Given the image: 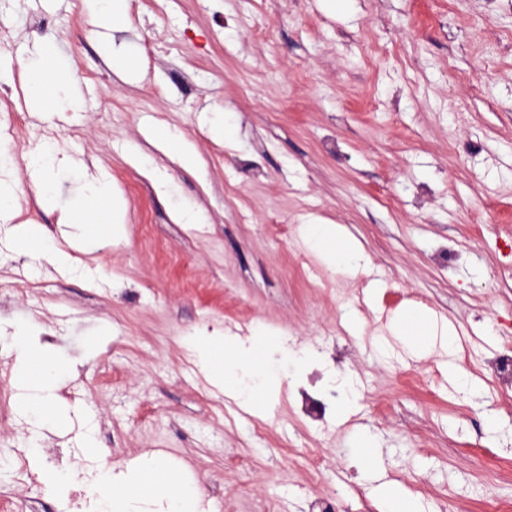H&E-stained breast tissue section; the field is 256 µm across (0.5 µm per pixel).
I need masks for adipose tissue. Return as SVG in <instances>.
Segmentation results:
<instances>
[{"label":"adipose tissue","instance_id":"1","mask_svg":"<svg viewBox=\"0 0 512 512\" xmlns=\"http://www.w3.org/2000/svg\"><path fill=\"white\" fill-rule=\"evenodd\" d=\"M24 65L34 81L30 87L29 101L53 98L58 107L72 109L77 105L72 91L73 80L64 60H51L49 45L35 48L24 60ZM31 170L46 173L47 181L40 185L43 194H50L53 178L70 179L77 187L70 203L66 225L70 227V241L86 249L109 233H121L124 213L120 206L112 208L111 225L98 223V203L110 197L109 182L105 177H92L84 173L77 163L61 157L57 145L48 143L37 146L28 156ZM12 158L0 153V222L9 227V238L16 249L37 248L41 254L52 258L64 270H73L71 255L63 250L54 235L41 226L16 223L20 212L19 197L11 176ZM309 247L330 267L358 273L367 268L369 260L362 247L352 240L343 226L338 224H308L304 227ZM394 335L403 337L408 346L418 350L429 344H439L445 352L455 348L454 331L436 319L420 316L393 325ZM235 352L224 363L223 372L213 374L215 386L237 404L255 407L258 397L265 392H278L283 381L298 377L305 362L302 350L282 343L268 346L261 334L234 341ZM21 403L26 413L37 421H44L43 411L52 397L50 375L44 371H26L18 378ZM100 486L110 488L109 496L97 505L96 512H196L197 505L182 490L179 473L162 465L159 458L147 456L130 468L122 479H114L111 471H100Z\"/></svg>","mask_w":512,"mask_h":512}]
</instances>
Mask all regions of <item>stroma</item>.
Returning <instances> with one entry per match:
<instances>
[{"mask_svg": "<svg viewBox=\"0 0 512 512\" xmlns=\"http://www.w3.org/2000/svg\"><path fill=\"white\" fill-rule=\"evenodd\" d=\"M127 61L112 65L84 0H0V51L45 42L84 86L81 108L28 112L20 63L0 82L29 122L0 112L22 221L60 235L74 185L43 197L24 160L57 140L126 206L121 236L70 249L92 278L0 242V449H23L15 325L52 348L57 424L39 465L0 469L14 512H93L96 473L145 454L180 466L203 512H384L397 484L420 512L512 505V390L488 364L512 350V0H126ZM232 114L237 135H213ZM180 134L181 165L163 144ZM151 158L194 224L144 174ZM346 227L367 271L329 269L301 227ZM450 323L455 355L413 351L393 318ZM362 327L353 334L344 320ZM284 332L321 343L353 408L304 414L296 386L251 414L207 379L203 334ZM484 385L468 399L449 366ZM96 416L95 457L80 413ZM495 417L498 434L486 427ZM381 450L370 464L355 436ZM49 470L71 474L52 488Z\"/></svg>", "mask_w": 512, "mask_h": 512, "instance_id": "35a3bbf8", "label": "stroma"}]
</instances>
